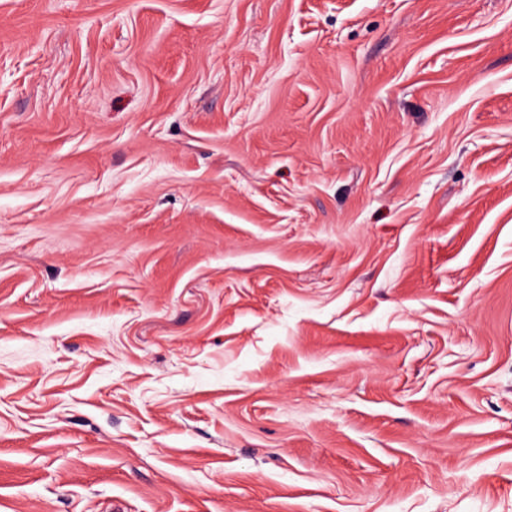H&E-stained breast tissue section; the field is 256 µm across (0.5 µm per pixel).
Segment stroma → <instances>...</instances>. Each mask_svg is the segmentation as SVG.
<instances>
[{"mask_svg": "<svg viewBox=\"0 0 512 512\" xmlns=\"http://www.w3.org/2000/svg\"><path fill=\"white\" fill-rule=\"evenodd\" d=\"M0 512H512V0H0Z\"/></svg>", "mask_w": 512, "mask_h": 512, "instance_id": "1", "label": "stroma"}]
</instances>
